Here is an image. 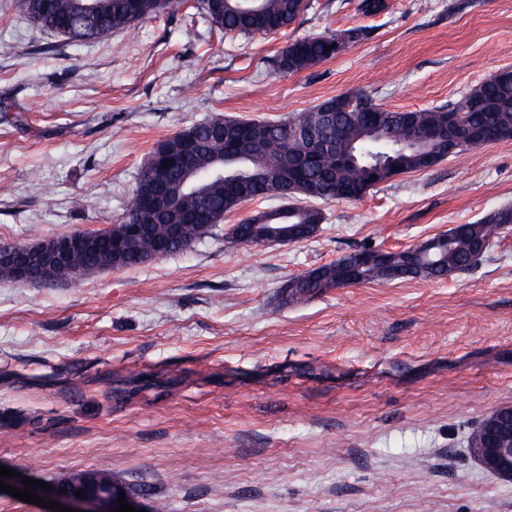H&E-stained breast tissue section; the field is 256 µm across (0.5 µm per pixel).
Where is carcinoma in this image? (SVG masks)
Instances as JSON below:
<instances>
[{
  "label": "carcinoma",
  "mask_w": 512,
  "mask_h": 512,
  "mask_svg": "<svg viewBox=\"0 0 512 512\" xmlns=\"http://www.w3.org/2000/svg\"><path fill=\"white\" fill-rule=\"evenodd\" d=\"M82 0H21L25 14L40 27L76 44L107 41L117 31L130 30L141 22L155 18L173 5V0H95L97 12L90 17L78 8ZM311 4L304 0H261V7L248 8L247 0H224V10L217 12L212 0H196L194 8L213 25L229 33L243 35L272 34L283 30L307 11ZM335 35H312L289 42L279 53L276 67L283 73H299L337 56ZM325 109L334 113L338 137L336 149L320 154L314 162L294 170L304 149L296 131L309 124L311 115ZM382 112L386 126L383 135L387 145L372 146L371 113ZM461 112L472 124L494 127L498 136L512 139V70L504 69L471 89L459 101L448 106L421 111H395L367 99L330 98L312 109L301 112L285 123L246 121L222 115L187 126L193 133V146L182 168L172 170L164 192L171 193L168 206L145 214L141 209L140 191L151 184L155 156L178 145L176 135L159 141L141 167L138 182L127 213V224H146L149 231L139 239L136 250L127 253L116 265L112 251L117 229L96 231V241L89 250L76 253L71 266L57 268L51 282L78 280V266L93 271L113 266L129 268L148 260L183 250L172 238V230L181 226L188 240L196 241L208 234L224 216L241 204L255 199H336L357 200L373 187L389 181L391 168L376 165L379 154L397 158L402 173L431 167L421 156L404 150L406 143L425 129L443 123L446 114ZM263 142V152L255 154L254 141ZM234 144L238 160L224 166V174L201 182L187 180L190 171L210 170L224 154V145ZM358 147L365 160L340 166L336 156ZM276 224H295L302 230L294 241L313 236L322 222L320 211L291 204L272 209L260 216L243 220L245 224H265L270 216ZM512 224V207L500 209L486 218L469 224H458L448 232L430 239L425 249L407 248L390 255L391 268L363 261L361 283L392 280L390 270L401 277L423 279L455 278L473 269L482 260L500 231ZM310 273L292 278L285 286V299L295 305L309 301L340 283L345 266L338 259L315 268ZM93 474H110L103 464L86 470L59 473L55 482L70 486Z\"/></svg>",
  "instance_id": "carcinoma-1"
}]
</instances>
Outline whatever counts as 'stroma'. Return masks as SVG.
Segmentation results:
<instances>
[{
  "mask_svg": "<svg viewBox=\"0 0 512 512\" xmlns=\"http://www.w3.org/2000/svg\"><path fill=\"white\" fill-rule=\"evenodd\" d=\"M194 0L77 45L0 0V245L121 223L154 144L221 114L283 121L337 96L458 101L512 69V0H311L284 31L223 34ZM362 29L277 70L288 42ZM310 238L234 244L256 199L184 251L62 285L0 280V465L53 483L107 465L168 512H512L468 431L512 405V229L452 280L332 288L296 276L512 207V141L318 200ZM342 261L343 258H340L290 279L283 292L288 304L306 303L327 289L336 287L345 275V266ZM312 272L317 274L311 277Z\"/></svg>",
  "mask_w": 512,
  "mask_h": 512,
  "instance_id": "obj_1",
  "label": "stroma"
}]
</instances>
